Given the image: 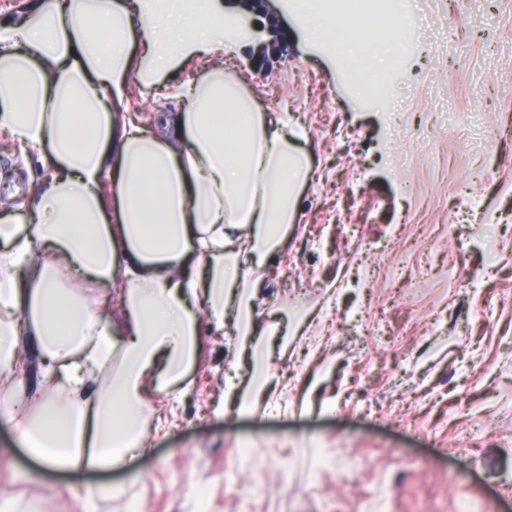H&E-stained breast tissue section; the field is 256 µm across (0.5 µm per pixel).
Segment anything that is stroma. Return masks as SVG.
I'll return each mask as SVG.
<instances>
[{
  "instance_id": "obj_1",
  "label": "stroma",
  "mask_w": 512,
  "mask_h": 512,
  "mask_svg": "<svg viewBox=\"0 0 512 512\" xmlns=\"http://www.w3.org/2000/svg\"><path fill=\"white\" fill-rule=\"evenodd\" d=\"M413 50L394 111L354 92L287 0L256 13L276 48L192 56L172 85L130 76L119 112L156 133L175 84L225 67L293 118L311 168L297 222L260 271L255 323L281 408L221 415L244 373L231 329L203 324L194 390L115 473H58L0 413V501L18 512H512V0H408ZM44 172L0 134V211ZM111 486L108 495L100 486Z\"/></svg>"
}]
</instances>
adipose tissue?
Listing matches in <instances>:
<instances>
[{
	"instance_id": "obj_1",
	"label": "adipose tissue",
	"mask_w": 512,
	"mask_h": 512,
	"mask_svg": "<svg viewBox=\"0 0 512 512\" xmlns=\"http://www.w3.org/2000/svg\"><path fill=\"white\" fill-rule=\"evenodd\" d=\"M296 4L306 35L348 69L374 82L394 68L390 14L347 0L340 24L320 0ZM237 38L221 0H37L0 26V128L46 173L24 210L0 214V394L33 379L42 402L13 421L51 470H117L144 450L146 397L189 391L206 321L231 326L250 363L225 401L240 415L276 404L279 327L256 331L254 300L310 176L296 132L220 67L177 89L182 150L114 110L131 73L149 87ZM67 270L82 286L62 287Z\"/></svg>"
}]
</instances>
